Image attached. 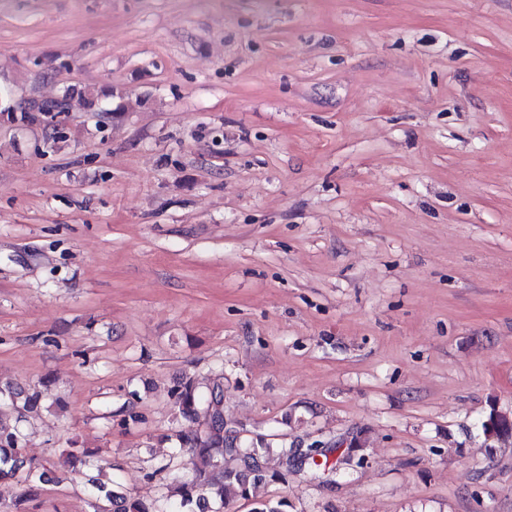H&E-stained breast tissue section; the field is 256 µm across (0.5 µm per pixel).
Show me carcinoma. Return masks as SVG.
Masks as SVG:
<instances>
[{"label":"carcinoma","mask_w":512,"mask_h":512,"mask_svg":"<svg viewBox=\"0 0 512 512\" xmlns=\"http://www.w3.org/2000/svg\"><path fill=\"white\" fill-rule=\"evenodd\" d=\"M72 94L41 103H13L12 93L0 88V120L9 124H25L41 116L42 123L53 125L55 112L69 111ZM50 398L49 388L25 391L10 385H0V479L10 478L18 486V494L10 503H0V512H28V504L37 499L43 487L59 482L51 469L50 458L29 456L26 436L18 422L41 409ZM175 407L181 416L203 422L199 433L182 438L190 452L203 461L204 467H196L191 473L178 477L171 496L179 502L157 501L147 503L129 498L116 490V484H108L99 475L87 472L84 484L89 494L93 512H212L211 503L224 502L232 496L248 494L249 482L263 480L264 473H256L251 465L262 462L268 449L243 448L238 437L235 446L225 445L224 438V389L220 383L202 386L190 377L183 380L173 392ZM486 438L512 434V418L503 413L491 412L482 423Z\"/></svg>","instance_id":"cac0c4a2"}]
</instances>
